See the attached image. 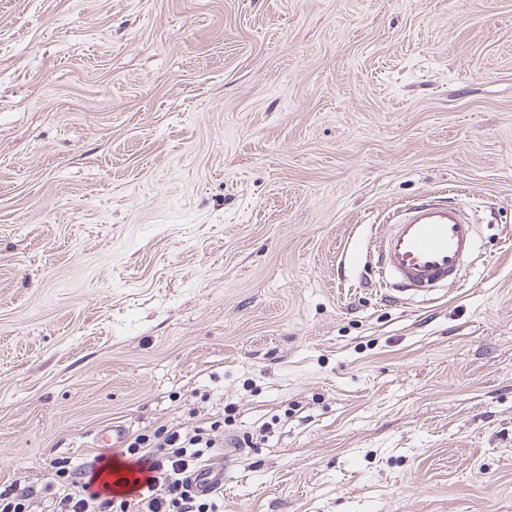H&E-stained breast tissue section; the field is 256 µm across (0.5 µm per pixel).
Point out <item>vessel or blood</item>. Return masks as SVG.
<instances>
[{"instance_id": "vessel-or-blood-1", "label": "vessel or blood", "mask_w": 512, "mask_h": 512, "mask_svg": "<svg viewBox=\"0 0 512 512\" xmlns=\"http://www.w3.org/2000/svg\"><path fill=\"white\" fill-rule=\"evenodd\" d=\"M476 250V232L451 202L420 198L398 212L375 248L374 271L389 301L426 299L463 275ZM124 426L103 427L100 448L124 447Z\"/></svg>"}]
</instances>
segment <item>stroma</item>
Returning <instances> with one entry per match:
<instances>
[{"label": "stroma", "instance_id": "stroma-1", "mask_svg": "<svg viewBox=\"0 0 512 512\" xmlns=\"http://www.w3.org/2000/svg\"><path fill=\"white\" fill-rule=\"evenodd\" d=\"M219 419L220 512H512V0H0V483ZM476 250L475 225L449 201L419 198L398 212L375 248L389 301L422 299L460 279Z\"/></svg>", "mask_w": 512, "mask_h": 512}]
</instances>
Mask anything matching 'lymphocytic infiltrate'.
I'll return each instance as SVG.
<instances>
[{"label":"lymphocytic infiltrate","instance_id":"f902f5d3","mask_svg":"<svg viewBox=\"0 0 512 512\" xmlns=\"http://www.w3.org/2000/svg\"><path fill=\"white\" fill-rule=\"evenodd\" d=\"M220 446L214 430L202 426L162 425L131 435L125 455L148 463L151 471L140 512H215L222 482L200 490L194 477L212 465ZM53 467L55 481L45 495L14 482L0 488V512H127L126 501L92 491L86 472L70 459H55Z\"/></svg>","mask_w":512,"mask_h":512}]
</instances>
